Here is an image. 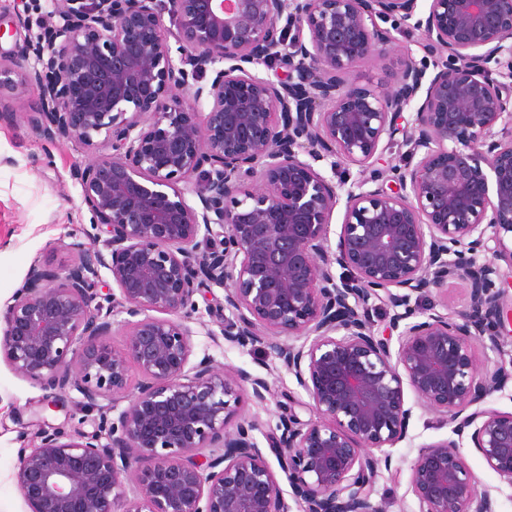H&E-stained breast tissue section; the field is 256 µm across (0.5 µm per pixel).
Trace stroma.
Segmentation results:
<instances>
[{
	"mask_svg": "<svg viewBox=\"0 0 512 512\" xmlns=\"http://www.w3.org/2000/svg\"><path fill=\"white\" fill-rule=\"evenodd\" d=\"M394 37L398 51L359 64L349 75L353 88L390 80L399 69L403 50H410L416 60L425 59L420 33L398 31ZM10 101L11 115L0 118V317L33 264L66 269L74 258L75 244L88 242L93 231L91 214L72 178L73 168L88 160V152L66 140H47L32 128L24 118L32 101L28 92L17 90ZM469 293L467 281L452 279L441 290L423 294L419 307L452 316L466 307ZM223 302L220 288L199 299L190 322L193 357H209L220 372L242 369L268 381L271 393L266 402L244 400L240 416L256 423L253 438L272 463L276 457L269 436L282 407H292L306 420L311 416L310 398L274 354L259 345L242 348L224 339L221 321L209 314L210 308ZM53 398L67 406L75 427L94 431L96 413L83 409L77 391L54 394L0 361V512H27L14 478L18 455L20 449L38 444L45 424L63 423L65 413L44 407L45 401ZM405 403L411 410L407 436L390 448L392 465L379 469L372 494L373 502L385 503L388 512H419L409 483L410 468L422 446L454 437L447 418L413 392H406ZM460 453L477 478L478 491L491 495L497 512H512V484L486 467L470 438H463Z\"/></svg>",
	"mask_w": 512,
	"mask_h": 512,
	"instance_id": "35a3bbf8",
	"label": "stroma"
}]
</instances>
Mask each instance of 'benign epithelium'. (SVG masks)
Instances as JSON below:
<instances>
[{"label": "benign epithelium", "instance_id": "obj_1", "mask_svg": "<svg viewBox=\"0 0 512 512\" xmlns=\"http://www.w3.org/2000/svg\"><path fill=\"white\" fill-rule=\"evenodd\" d=\"M48 2L42 32L0 56V101L31 88L27 123L90 152L72 178L98 233L68 271L30 269L0 359L78 391L98 422L20 450L28 512H290L255 425L234 422L268 383L191 362L187 322L214 287L224 339L266 346L312 401L308 421L281 413L271 448L300 512H386L373 450L406 438V386L457 436L473 428L512 485V412L465 414L512 381V359L480 377L475 358L478 342L504 356L512 322L494 263L512 261V0ZM381 21L421 32L432 76L406 51L393 86H348L392 52ZM396 144L399 163L378 167ZM103 269L118 293L103 292ZM456 278L470 284L456 315L412 303ZM373 298L393 309L386 335ZM121 313L116 351L106 338ZM131 364L143 381L130 391ZM459 448L420 450V512H495ZM130 477L140 498L123 508Z\"/></svg>", "mask_w": 512, "mask_h": 512}]
</instances>
